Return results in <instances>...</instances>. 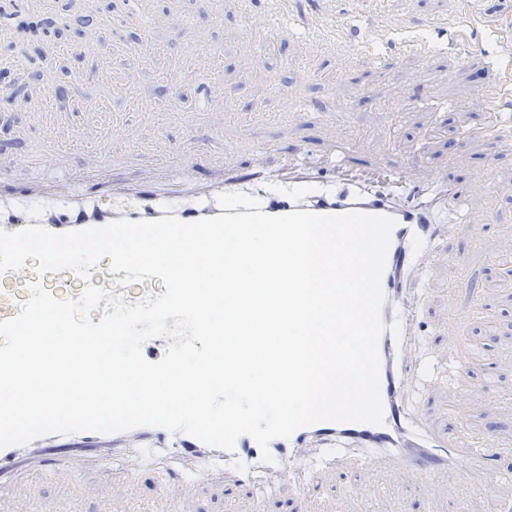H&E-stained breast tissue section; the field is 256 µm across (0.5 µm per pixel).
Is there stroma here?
<instances>
[{"label": "stroma", "instance_id": "35a3bbf8", "mask_svg": "<svg viewBox=\"0 0 512 512\" xmlns=\"http://www.w3.org/2000/svg\"><path fill=\"white\" fill-rule=\"evenodd\" d=\"M302 23L288 37L258 36L245 43V11L264 0H16L19 17L49 16L53 33L33 39L18 19L0 20V71L29 87V98L0 89V187L7 198L33 202L31 185L53 200L76 190L108 187L121 205L136 194L158 192L177 203L206 197L224 179L241 193L287 191L288 161L317 172L316 187L332 193L336 179L325 163L346 155L351 172L413 168L434 172L469 188L476 173L492 169L496 191L474 198L491 207L485 229L512 256V139L487 135L493 119L480 101L496 76L499 37L512 38V0H365L358 18L341 17L354 29L381 16L388 33L430 37L449 25L466 56L427 58L381 48L377 60L341 65L335 48L306 55L315 0H292ZM56 74L43 84L42 67ZM126 126L110 142L113 122ZM64 149L69 171L44 165ZM192 180H184L187 162ZM434 261L410 287L422 295V325L409 351L419 361L448 340V311L462 317L458 337H471L489 354L469 374L439 365L415 377L412 410L434 428H457L512 440V276L496 265L464 231L443 235ZM465 259L466 287L451 289L449 258ZM162 472L142 471L133 482L113 479L97 467L80 475L76 499L109 496L152 500ZM375 485L362 512H382L398 498L402 512H429L420 493L399 476L376 474L349 457L337 459L314 488L325 512L359 489ZM44 471L0 492V512H32L37 499L60 495ZM437 493L458 512H497L495 499L466 491L460 476L439 480ZM186 512H251L245 495L205 482L192 486Z\"/></svg>", "mask_w": 512, "mask_h": 512}]
</instances>
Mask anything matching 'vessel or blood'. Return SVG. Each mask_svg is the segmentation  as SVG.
<instances>
[{
    "label": "vessel or blood",
    "mask_w": 512,
    "mask_h": 512,
    "mask_svg": "<svg viewBox=\"0 0 512 512\" xmlns=\"http://www.w3.org/2000/svg\"><path fill=\"white\" fill-rule=\"evenodd\" d=\"M293 14L289 0H267L264 11L252 14L248 30L263 29L272 36L287 34ZM456 49V42L447 32L436 39H413L402 44L403 52L426 56L440 47ZM512 102V72H501L482 102L483 109L502 112L503 118L491 132L499 137L512 136V115L504 107ZM313 179L300 176L288 194L260 198L262 212L281 216L293 211L316 214H341L359 210L394 218L385 269L381 278L384 302L381 316L385 328L378 339L380 359V389L384 422L367 423L321 422L296 430L289 438L274 439L270 444L273 463L261 460L256 441L240 436L233 451L208 446L183 432H171L161 427H136L123 432L97 433L82 431L71 434H49L27 444L0 449V489L21 481L33 468L50 467L56 481L72 485L90 464L111 460L122 461L127 478H135L141 470L167 467L173 458L193 463V475L206 480L233 478L237 486L247 489L254 506H261L266 497L290 485L299 499L312 492V476L319 460L307 456L308 447H323L331 456L358 454L367 465L387 469L408 477L427 498H434V479L438 475H462L466 483L488 490L494 483L491 462L512 445L491 436H472L460 432H437L417 424L403 398V386L408 374L403 354V319L397 307L402 283L418 261L432 253L440 237V213H447L449 223L476 233L481 225L474 219L470 195L447 179L437 181L438 191L415 205H404L385 195L366 190L362 185L337 189L324 195L315 190ZM217 208L207 205L181 208L162 199L144 200L124 209H113L105 199L87 205L74 200L53 210L35 206L0 208V227L14 231L28 225H43L61 233L89 227H102L111 221L128 218L153 220L176 216L185 222L217 216ZM40 284L59 299H75L86 285L93 284L114 292L125 302L135 303L148 298L147 290L120 285L111 264H97L89 279L70 271L44 272L33 261L19 269L0 274V321L17 316L31 296L32 284ZM188 483L177 479L162 485L155 498L138 504L127 498L122 501L105 499L101 512H184Z\"/></svg>",
    "instance_id": "vessel-or-blood-1"
}]
</instances>
